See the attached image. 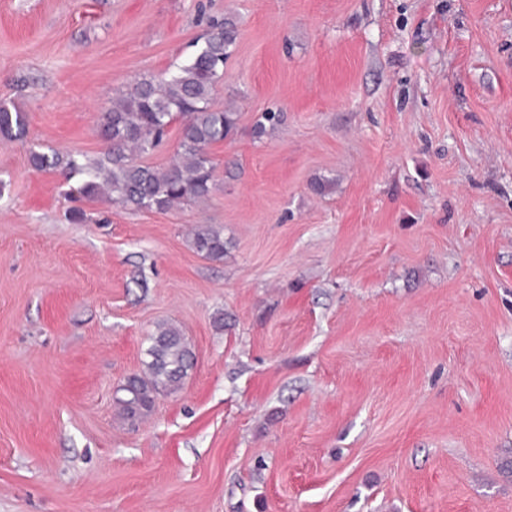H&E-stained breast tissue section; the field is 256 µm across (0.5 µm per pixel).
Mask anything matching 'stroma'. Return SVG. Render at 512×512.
<instances>
[{
	"mask_svg": "<svg viewBox=\"0 0 512 512\" xmlns=\"http://www.w3.org/2000/svg\"><path fill=\"white\" fill-rule=\"evenodd\" d=\"M223 18L206 202L31 167ZM1 101L0 512H512V0H0ZM161 322L194 367L133 423ZM25 116L22 112H11L5 104H0V135L11 139L25 130ZM15 133L13 134V131ZM192 245L205 258L221 260L224 257V234L212 225H203L195 230Z\"/></svg>",
	"mask_w": 512,
	"mask_h": 512,
	"instance_id": "1",
	"label": "stroma"
}]
</instances>
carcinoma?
Wrapping results in <instances>:
<instances>
[{"label":"carcinoma","instance_id":"cac0c4a2","mask_svg":"<svg viewBox=\"0 0 512 512\" xmlns=\"http://www.w3.org/2000/svg\"><path fill=\"white\" fill-rule=\"evenodd\" d=\"M236 39L231 23L212 27L204 43L172 72L144 77L112 101L101 114V133L108 148L96 160H81L58 151L33 152L38 170H59L78 180L83 198L109 197L132 211H165L176 204L206 200L212 190L214 163L207 149L224 141L235 127L232 112L212 108L216 84ZM180 123V145L172 163L158 169L138 161L154 152L168 128ZM25 130V116L0 104V136L13 138ZM192 245L202 256L224 258V234L212 225L195 230ZM147 376L122 384L118 398L129 418L148 413L160 392L176 390L193 368L194 353L181 331L160 325L150 335Z\"/></svg>","mask_w":512,"mask_h":512}]
</instances>
